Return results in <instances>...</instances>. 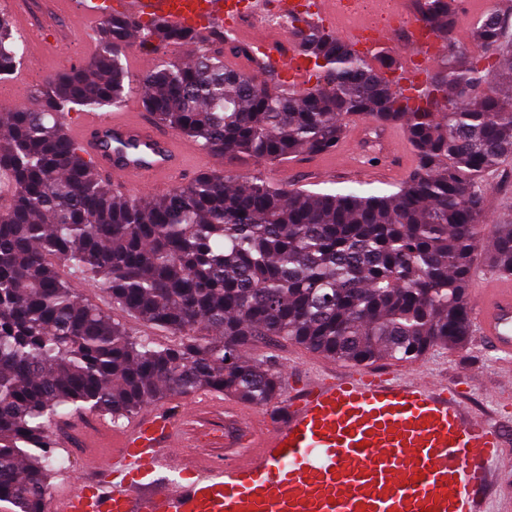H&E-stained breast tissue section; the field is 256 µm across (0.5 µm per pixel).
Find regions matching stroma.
<instances>
[{
	"label": "stroma",
	"instance_id": "1",
	"mask_svg": "<svg viewBox=\"0 0 512 512\" xmlns=\"http://www.w3.org/2000/svg\"><path fill=\"white\" fill-rule=\"evenodd\" d=\"M9 16L32 15L27 29L32 41H48L51 51L46 55L27 49L17 71L6 79L12 91L7 109L27 106L30 95L44 87L60 71L86 59L88 51L82 37L63 35L70 20L55 15L53 0H19L8 10ZM322 155L300 156L286 162H240L221 159L218 169L223 173L250 176L261 174L267 181L288 188L313 192H340L349 188L366 195H383L395 192L415 168L414 157H407L404 166L378 171L379 150L359 154L357 146L346 144L336 158V173L325 177L320 173ZM486 180L488 193L483 220L488 224L512 220V159L504 160L490 172ZM79 296L103 309L112 319L123 323L135 336H150L163 344L173 343V335L159 327L140 321L121 306L112 303L103 288L79 278L73 279ZM250 357L268 359L278 367L288 368L293 376H306L322 369L343 370L342 362L310 351L304 346L278 338H257L246 348ZM424 376L458 385L463 399L472 409L487 414L490 422L500 429L508 446L497 464L498 481L492 489L499 512H512V408L495 407L498 396L511 393L503 383L507 370L505 362L489 351L479 336H471L465 347L448 349L434 347L416 361Z\"/></svg>",
	"mask_w": 512,
	"mask_h": 512
}]
</instances>
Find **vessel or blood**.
Wrapping results in <instances>:
<instances>
[{
  "mask_svg": "<svg viewBox=\"0 0 512 512\" xmlns=\"http://www.w3.org/2000/svg\"><path fill=\"white\" fill-rule=\"evenodd\" d=\"M241 0H57L90 32L119 10L139 21H162L267 51L283 92L309 88L313 65L287 35L234 26ZM311 22L335 30L350 49L387 44L392 33L346 16L338 0H315ZM431 56L419 66L396 63L395 89L419 86ZM70 142L114 192L164 185L206 166L193 141L175 135L137 109L63 113ZM479 335L512 361V278L487 277L474 290ZM191 412L251 420L248 454L221 463L185 450L184 416L153 408L122 428L98 415L91 427L66 432L90 451L87 476L55 496L50 512H494V467L503 433L473 413L445 384L404 372L321 370L285 391L261 413L217 395L195 398Z\"/></svg>",
  "mask_w": 512,
  "mask_h": 512,
  "instance_id": "obj_1",
  "label": "vessel or blood"
}]
</instances>
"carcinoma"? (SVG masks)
Instances as JSON below:
<instances>
[{"label":"carcinoma","mask_w":512,"mask_h":512,"mask_svg":"<svg viewBox=\"0 0 512 512\" xmlns=\"http://www.w3.org/2000/svg\"><path fill=\"white\" fill-rule=\"evenodd\" d=\"M442 50L421 102L392 88V59L367 58L319 26L291 27L323 82L284 95L270 78L229 70L224 48L156 67L135 81L126 45H189L165 22L114 12L95 54L0 112V503L45 512L53 468L48 428L72 413L115 425L150 401L200 391L257 406L279 373L245 347L294 341L338 361L411 362L471 334L467 288L484 235L492 268L512 275V221L482 224L485 175L512 156V11L493 4L455 37V0H416ZM491 59L473 62L474 51ZM20 65V39L0 11V78ZM159 122L214 154L281 161L336 148L343 120L375 134L400 125L415 173L385 195L277 187L214 172L153 198L122 199L66 138L61 115L107 110L134 87ZM104 287L135 318L181 337L132 336L81 299L58 267Z\"/></svg>","instance_id":"1"}]
</instances>
